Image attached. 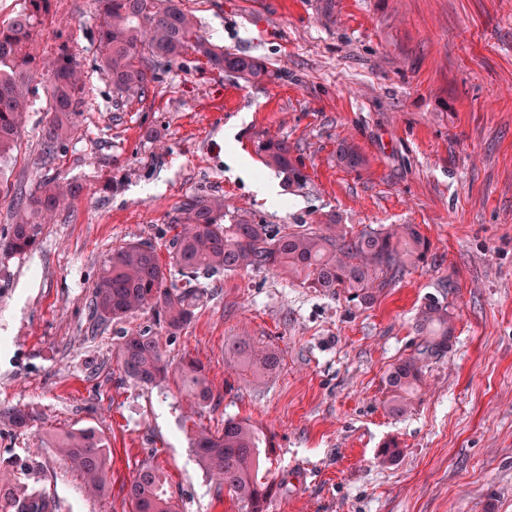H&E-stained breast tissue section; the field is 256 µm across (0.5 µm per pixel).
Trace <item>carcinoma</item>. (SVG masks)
<instances>
[{
  "instance_id": "1",
  "label": "carcinoma",
  "mask_w": 512,
  "mask_h": 512,
  "mask_svg": "<svg viewBox=\"0 0 512 512\" xmlns=\"http://www.w3.org/2000/svg\"><path fill=\"white\" fill-rule=\"evenodd\" d=\"M50 0H25V7L0 22V163L7 159L24 129L35 80H40L53 112L44 135L45 153L63 149L78 131L77 112L84 103L81 62L67 46L42 63L33 54L36 37L50 17ZM97 38L93 64L111 80L120 97L144 94L156 71L177 62L191 51L218 72L232 73L248 82L272 77L266 62L254 55L233 53L214 45L195 27L180 0H96ZM265 165L286 174L288 184L301 185L305 176L290 156L288 144L267 140L259 145ZM337 157L349 168L364 162L358 150L343 142ZM80 187L54 179L43 181L34 193L12 203L11 224L0 236V254L10 256L34 249L44 225ZM168 264L154 245L130 242L104 262L91 299L94 316L102 323L149 310L158 324L174 335L194 314L199 278L224 271L283 270L306 288L345 292L361 305L373 303L412 268L427 261L429 242L415 224L364 226L353 234L330 218L316 228L296 224L273 227L239 219L224 223V199L189 198L172 226ZM182 284L168 283V269ZM454 314L448 305L430 299L419 310L415 329L421 337L418 352L398 360L386 376L389 397L385 407L392 416L405 415L423 381L421 362L448 350L454 335ZM239 365L259 377L276 370V352L256 349L246 341L229 347ZM121 368L129 378L156 385L169 380L189 406L204 408L213 399L204 368L193 360L171 367L158 332L150 326L122 337L118 349ZM8 425L22 428L30 415L13 408L0 415ZM50 447L82 478L93 496L106 492L109 453L91 428L49 435ZM193 451L205 472L232 492L246 512H267L274 484L267 479L272 449L265 432L248 419L227 418L224 429L201 432ZM166 475L145 463L137 470L127 492L129 512H177L167 490ZM56 505L43 490L19 491L0 486V512H55Z\"/></svg>"
}]
</instances>
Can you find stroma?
<instances>
[{
  "label": "stroma",
  "instance_id": "obj_1",
  "mask_svg": "<svg viewBox=\"0 0 512 512\" xmlns=\"http://www.w3.org/2000/svg\"><path fill=\"white\" fill-rule=\"evenodd\" d=\"M181 4L211 42L262 57L273 78L248 83L190 52L142 97L118 99L91 65L94 0H50L37 52L51 57L65 43L82 62L79 130L46 155L51 114L43 93L32 97L0 171L10 187L0 234L12 197L40 181L81 191L34 250L0 257V413L31 416L24 429L0 423V461L18 463L0 480L45 490L58 512H128V485L151 463L180 512H243L191 447L235 417L271 438L269 512H512V0ZM270 138L288 143L302 185L265 166L258 146ZM343 142L361 167L338 162ZM232 150L276 184V199L234 173ZM197 195L223 196L228 217L274 227L416 224L428 262L362 306L279 271L203 279L191 322L161 337L171 362L206 368L214 398L194 414L173 384L140 385L117 361L122 333L152 325V314L99 325L89 303L107 255L146 240L165 253L169 224ZM431 297L455 317L452 343L395 418L386 372L416 353L415 320ZM241 339L276 351L278 368L243 371L227 352ZM82 428L110 449L101 497L47 442ZM390 440L402 454L385 464L378 451Z\"/></svg>",
  "mask_w": 512,
  "mask_h": 512
}]
</instances>
